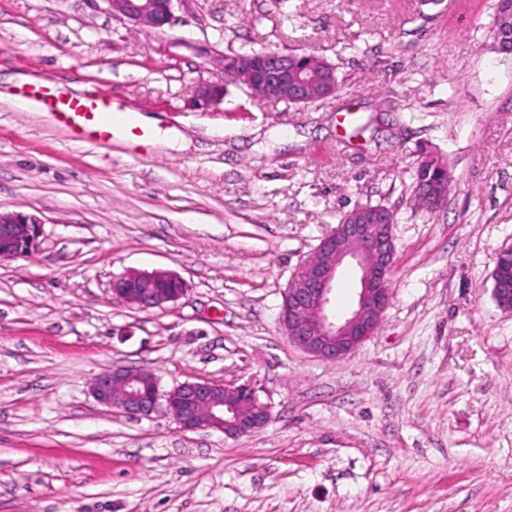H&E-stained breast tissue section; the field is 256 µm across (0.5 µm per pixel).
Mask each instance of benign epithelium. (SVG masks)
<instances>
[{"mask_svg": "<svg viewBox=\"0 0 512 512\" xmlns=\"http://www.w3.org/2000/svg\"><path fill=\"white\" fill-rule=\"evenodd\" d=\"M112 15L147 29L174 22L176 0H103ZM224 79L246 86L258 98L306 104L336 96L327 71L282 51H256L222 58ZM193 97L211 107L224 100V83L201 81ZM394 213L353 217L325 236L301 273L283 293L279 322L289 340L304 352L336 361L356 351L376 332L391 300L396 254ZM41 217L0 211V261L26 257L39 249ZM360 270L353 308L337 314L331 295L342 268ZM182 278L168 271L128 272L112 281V295L142 310L174 302L184 295ZM96 400L130 417L159 410L171 415L184 431L210 429L236 438L264 427L269 404L248 385L228 386L207 380L184 382L162 395L157 377L140 369H114L91 383Z\"/></svg>", "mask_w": 512, "mask_h": 512, "instance_id": "7a95c632", "label": "benign epithelium"}]
</instances>
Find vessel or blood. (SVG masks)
Here are the masks:
<instances>
[{
	"label": "vessel or blood",
	"mask_w": 512,
	"mask_h": 512,
	"mask_svg": "<svg viewBox=\"0 0 512 512\" xmlns=\"http://www.w3.org/2000/svg\"><path fill=\"white\" fill-rule=\"evenodd\" d=\"M54 111L58 122L78 138L108 139L116 132L133 135L139 128L133 114L113 109L102 94L57 99Z\"/></svg>",
	"instance_id": "vessel-or-blood-1"
}]
</instances>
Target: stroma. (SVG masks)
<instances>
[{
	"mask_svg": "<svg viewBox=\"0 0 512 512\" xmlns=\"http://www.w3.org/2000/svg\"><path fill=\"white\" fill-rule=\"evenodd\" d=\"M497 0H176L140 30L104 0H0V210L40 216L0 262V512H512V311L493 298L512 244V52ZM253 50L327 59L335 98L294 105L228 84ZM112 94L158 118L79 142L45 93ZM452 189L413 202L418 148ZM395 213L377 331L328 362L279 322L283 292L340 215ZM129 270L184 296L139 310ZM117 367L249 385L272 417L237 438L131 418L93 397ZM193 97L200 105L211 107L224 100V81H201L194 87ZM182 278L168 271L128 272L112 281V294L138 309L148 310L184 295Z\"/></svg>",
	"mask_w": 512,
	"mask_h": 512,
	"instance_id": "1",
	"label": "stroma"
}]
</instances>
